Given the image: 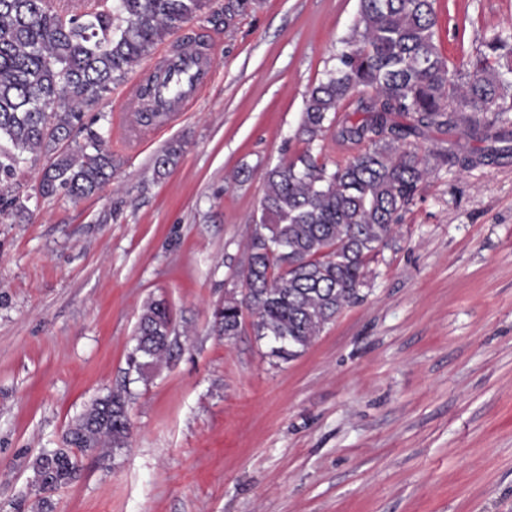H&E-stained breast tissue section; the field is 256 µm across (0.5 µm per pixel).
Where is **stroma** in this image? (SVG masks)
<instances>
[{
  "instance_id": "35a3bbf8",
  "label": "stroma",
  "mask_w": 512,
  "mask_h": 512,
  "mask_svg": "<svg viewBox=\"0 0 512 512\" xmlns=\"http://www.w3.org/2000/svg\"><path fill=\"white\" fill-rule=\"evenodd\" d=\"M227 2L213 4L220 22L195 17L113 85L95 125L117 165L101 191L44 199L45 157L17 170L9 193L29 212L0 214V512H512V158L438 167L360 301L301 356L272 357L248 316L219 336L264 172L301 151L305 98L358 5ZM435 10L457 69L512 27V0ZM190 37L215 63L210 83L130 147L134 83ZM173 142L177 165L156 175ZM152 300L177 346L134 380L127 355ZM123 386L126 448L40 492L36 458Z\"/></svg>"
}]
</instances>
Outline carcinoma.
<instances>
[{"mask_svg":"<svg viewBox=\"0 0 512 512\" xmlns=\"http://www.w3.org/2000/svg\"><path fill=\"white\" fill-rule=\"evenodd\" d=\"M212 0H89L83 10L56 9L51 0H0V188L15 178L24 155H46L38 194L78 199L112 179V152L91 128L112 85L157 45L197 17ZM434 0H358V11L336 65L305 99L296 157L266 169L253 217L249 268L226 291L215 312L218 331L238 334L244 312L272 355L304 353L346 307L360 300L367 265L395 238L402 213L436 169L406 145L434 127H464L481 146L450 153L443 162L463 169L509 155L512 130V32L485 38L462 72L452 71L436 41ZM164 69L140 88L154 100L171 84ZM361 92L355 110L339 104ZM405 121H399V118ZM85 131L83 141L75 131ZM362 150L343 164L321 159L323 141ZM181 146L172 143L154 162L164 175ZM243 287L247 292L238 293ZM171 315L162 301L143 309L128 370L143 378L171 354ZM129 393L95 400L72 425L66 447L41 454L35 483L43 492L75 482L77 453L108 443L126 447Z\"/></svg>","mask_w":512,"mask_h":512,"instance_id":"obj_1","label":"carcinoma"}]
</instances>
